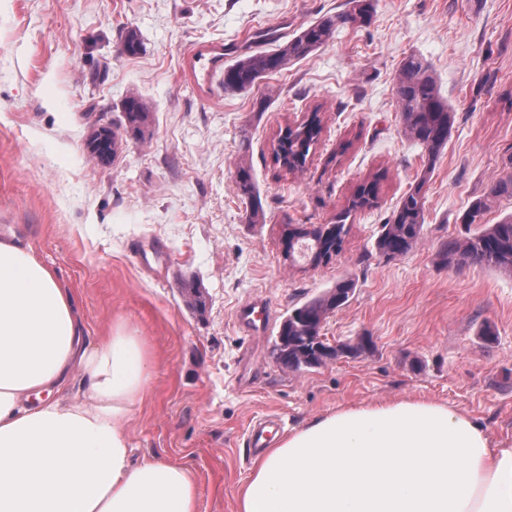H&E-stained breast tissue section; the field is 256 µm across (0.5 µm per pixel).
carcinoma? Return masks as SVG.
I'll return each instance as SVG.
<instances>
[{
    "instance_id": "1",
    "label": "carcinoma",
    "mask_w": 512,
    "mask_h": 512,
    "mask_svg": "<svg viewBox=\"0 0 512 512\" xmlns=\"http://www.w3.org/2000/svg\"><path fill=\"white\" fill-rule=\"evenodd\" d=\"M350 10L333 16H324L298 34L288 39L274 51H260L238 59L224 68V92L245 93L252 90L268 75L278 73L326 44L336 28L345 24H364L371 19L374 0H351ZM396 97L402 130L405 136L424 149L427 166L414 185L403 193L394 205L389 217L381 225L375 243L377 252L390 260L408 253L422 238L425 224L424 200L426 184L433 164L448 143L454 123V112L441 94L437 77L427 62L416 55L405 57L394 77ZM126 127L140 137L148 127L149 113L136 97L129 98L124 106ZM323 117L319 107L309 111L306 120L295 131L277 135L273 144V159L280 163V153L288 156V170L304 166L311 148L319 141L323 132ZM511 171L500 177L487 196L472 202L462 216L465 224H477L479 228L464 238H451L442 246L441 260L448 266H489L500 272L512 274V214L494 224H484L482 219L489 202L499 197H512V155L508 159ZM383 175L374 177L357 187L348 206L336 213L331 223L336 225V234L298 237L294 244L293 257L307 264L319 254L331 250L341 251L348 234L347 220L352 213L376 205ZM235 183L238 195L252 203L248 222L261 224L264 212L259 201L253 172L250 166L241 163L236 168ZM355 283L349 278L336 282V306L349 299ZM326 295L315 297L293 309L288 316V351L279 362L288 369H301V357L314 356L325 343L315 340L320 335L319 313Z\"/></svg>"
}]
</instances>
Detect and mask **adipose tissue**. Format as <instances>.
Returning <instances> with one entry per match:
<instances>
[{"mask_svg": "<svg viewBox=\"0 0 512 512\" xmlns=\"http://www.w3.org/2000/svg\"><path fill=\"white\" fill-rule=\"evenodd\" d=\"M151 365L121 325L87 344L69 289L0 238V512H198L189 469L131 458ZM76 368L83 399L60 398ZM239 512H512V448L429 399L343 408L259 455Z\"/></svg>", "mask_w": 512, "mask_h": 512, "instance_id": "1", "label": "adipose tissue"}]
</instances>
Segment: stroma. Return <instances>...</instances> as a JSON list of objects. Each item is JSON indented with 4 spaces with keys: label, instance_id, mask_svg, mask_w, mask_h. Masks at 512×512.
Instances as JSON below:
<instances>
[{
    "label": "stroma",
    "instance_id": "35a3bbf8",
    "mask_svg": "<svg viewBox=\"0 0 512 512\" xmlns=\"http://www.w3.org/2000/svg\"><path fill=\"white\" fill-rule=\"evenodd\" d=\"M349 0H0V236L13 232L73 292L86 338L118 324L153 355L143 401L124 423L135 457L187 467L198 512H238L253 467L250 421L286 432L347 407L427 398L480 420L512 448V275L448 267L443 244L512 154V0H376L370 24L344 25L252 91L200 100L183 81L196 43L223 41L232 64L271 51ZM140 51H123L128 32ZM425 59L453 107L450 139L425 193L424 234L389 260L374 247L427 162L401 127L394 75ZM149 114L142 137L123 105ZM321 105L324 132L303 170L272 161L276 131ZM114 160L86 149L98 128ZM251 166L265 221L247 220L235 184ZM383 173L377 206L355 214L326 264L286 260L281 226L324 224ZM354 280L322 334L361 344L315 367H283L288 313ZM265 299L269 329L244 332L237 308Z\"/></svg>",
    "mask_w": 512,
    "mask_h": 512
}]
</instances>
